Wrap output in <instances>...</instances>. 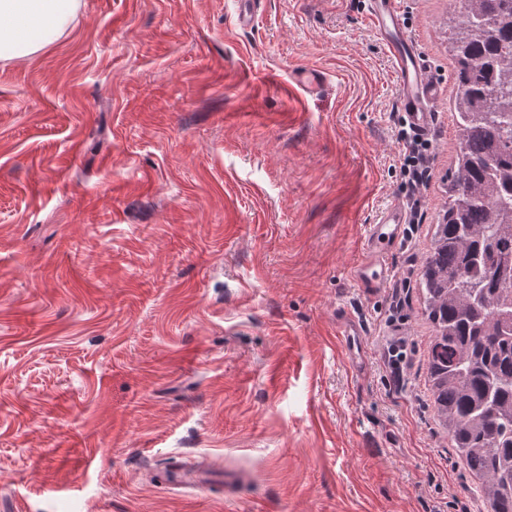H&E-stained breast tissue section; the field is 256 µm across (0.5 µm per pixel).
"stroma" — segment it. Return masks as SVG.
Returning <instances> with one entry per match:
<instances>
[{
    "mask_svg": "<svg viewBox=\"0 0 512 512\" xmlns=\"http://www.w3.org/2000/svg\"><path fill=\"white\" fill-rule=\"evenodd\" d=\"M451 4L399 0L440 86L414 188L368 0H256L244 30L232 0H81L0 65V504L487 512L435 415L419 285L455 168ZM395 204L412 224L369 296L351 269ZM191 457L243 474L232 501L158 483ZM339 329L348 362L355 369H362L365 358L362 322L349 312L339 311Z\"/></svg>",
    "mask_w": 512,
    "mask_h": 512,
    "instance_id": "35a3bbf8",
    "label": "stroma"
}]
</instances>
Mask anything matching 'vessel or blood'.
I'll use <instances>...</instances> for the list:
<instances>
[{
    "label": "vessel or blood",
    "mask_w": 512,
    "mask_h": 512,
    "mask_svg": "<svg viewBox=\"0 0 512 512\" xmlns=\"http://www.w3.org/2000/svg\"><path fill=\"white\" fill-rule=\"evenodd\" d=\"M369 17L396 61L399 99L406 123L419 132L430 130L433 115L429 103L438 95L440 87L401 30L398 0H370ZM406 222L405 211L394 206L387 208L376 224L370 225L364 256L353 270V280L359 288L375 294L386 287L390 276L388 255L401 240ZM338 317L346 357L353 368H363L362 322L345 311L339 312ZM206 479L207 471L200 464L165 473V483L169 486L198 485Z\"/></svg>",
    "instance_id": "obj_1"
}]
</instances>
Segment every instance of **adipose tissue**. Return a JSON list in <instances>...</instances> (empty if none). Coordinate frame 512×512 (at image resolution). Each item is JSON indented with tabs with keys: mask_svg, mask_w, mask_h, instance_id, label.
<instances>
[{
	"mask_svg": "<svg viewBox=\"0 0 512 512\" xmlns=\"http://www.w3.org/2000/svg\"><path fill=\"white\" fill-rule=\"evenodd\" d=\"M81 0H0V64L30 60L57 43Z\"/></svg>",
	"mask_w": 512,
	"mask_h": 512,
	"instance_id": "obj_1",
	"label": "adipose tissue"
}]
</instances>
